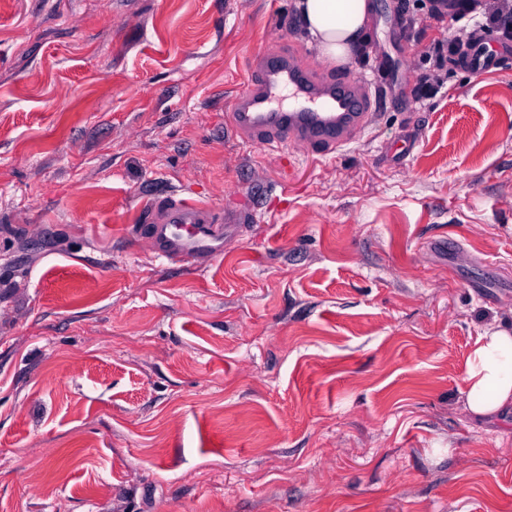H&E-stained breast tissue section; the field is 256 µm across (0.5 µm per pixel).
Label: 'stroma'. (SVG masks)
<instances>
[{
	"mask_svg": "<svg viewBox=\"0 0 512 512\" xmlns=\"http://www.w3.org/2000/svg\"><path fill=\"white\" fill-rule=\"evenodd\" d=\"M372 3L383 99L313 160L225 123L262 47L319 64L293 0H0V512H512V412H463L512 327V46L439 67L463 26ZM170 194L221 255L134 238Z\"/></svg>",
	"mask_w": 512,
	"mask_h": 512,
	"instance_id": "35a3bbf8",
	"label": "stroma"
}]
</instances>
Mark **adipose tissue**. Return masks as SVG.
<instances>
[{"label": "adipose tissue", "mask_w": 512, "mask_h": 512, "mask_svg": "<svg viewBox=\"0 0 512 512\" xmlns=\"http://www.w3.org/2000/svg\"><path fill=\"white\" fill-rule=\"evenodd\" d=\"M302 29L321 58L346 63L368 39L371 0H294ZM465 401L468 415L493 417L512 407V328L488 327L469 354Z\"/></svg>", "instance_id": "ef3b65f1"}]
</instances>
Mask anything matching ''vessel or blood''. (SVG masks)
Wrapping results in <instances>:
<instances>
[{
	"label": "vessel or blood",
	"instance_id": "b4317fda",
	"mask_svg": "<svg viewBox=\"0 0 512 512\" xmlns=\"http://www.w3.org/2000/svg\"><path fill=\"white\" fill-rule=\"evenodd\" d=\"M378 99L374 79L307 65L285 41L250 64L226 121L252 145L293 143L320 159L369 126ZM139 233L158 258L187 261L204 250L220 254L225 228L213 207L169 197L153 206Z\"/></svg>",
	"mask_w": 512,
	"mask_h": 512
}]
</instances>
